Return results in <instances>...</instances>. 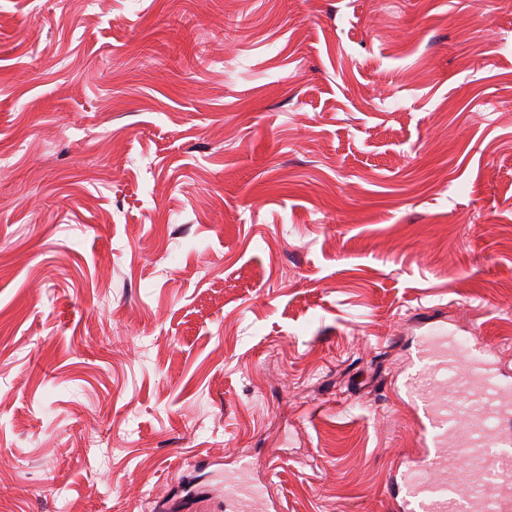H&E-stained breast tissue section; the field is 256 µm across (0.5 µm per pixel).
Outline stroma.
Wrapping results in <instances>:
<instances>
[{
    "label": "stroma",
    "instance_id": "1",
    "mask_svg": "<svg viewBox=\"0 0 512 512\" xmlns=\"http://www.w3.org/2000/svg\"><path fill=\"white\" fill-rule=\"evenodd\" d=\"M424 311L512 385V10L0 0V512H388Z\"/></svg>",
    "mask_w": 512,
    "mask_h": 512
}]
</instances>
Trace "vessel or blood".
I'll use <instances>...</instances> for the list:
<instances>
[{"instance_id": "obj_1", "label": "vessel or blood", "mask_w": 512, "mask_h": 512, "mask_svg": "<svg viewBox=\"0 0 512 512\" xmlns=\"http://www.w3.org/2000/svg\"><path fill=\"white\" fill-rule=\"evenodd\" d=\"M443 331L429 329L404 376L405 395L418 415L423 454L392 483L397 512H512V449L501 436L502 403L511 394L489 370V344L453 340L435 345ZM463 452L469 466L448 461Z\"/></svg>"}]
</instances>
